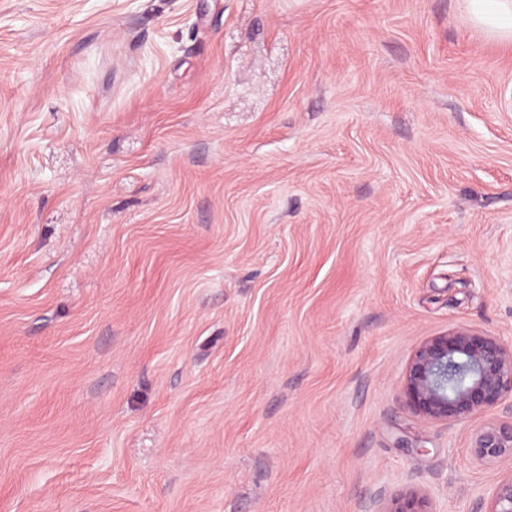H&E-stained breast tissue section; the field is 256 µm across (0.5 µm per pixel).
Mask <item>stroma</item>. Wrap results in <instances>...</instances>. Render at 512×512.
Instances as JSON below:
<instances>
[{"mask_svg":"<svg viewBox=\"0 0 512 512\" xmlns=\"http://www.w3.org/2000/svg\"><path fill=\"white\" fill-rule=\"evenodd\" d=\"M512 344V44L464 0H0V512H479L406 364Z\"/></svg>","mask_w":512,"mask_h":512,"instance_id":"1","label":"stroma"}]
</instances>
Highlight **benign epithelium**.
Listing matches in <instances>:
<instances>
[{
    "instance_id": "1",
    "label": "benign epithelium",
    "mask_w": 512,
    "mask_h": 512,
    "mask_svg": "<svg viewBox=\"0 0 512 512\" xmlns=\"http://www.w3.org/2000/svg\"><path fill=\"white\" fill-rule=\"evenodd\" d=\"M404 394L423 416L446 423L490 413L512 398V348L499 337L472 329L431 336L409 358ZM479 459L512 457V419L482 427ZM486 512H512V475L493 485Z\"/></svg>"
}]
</instances>
